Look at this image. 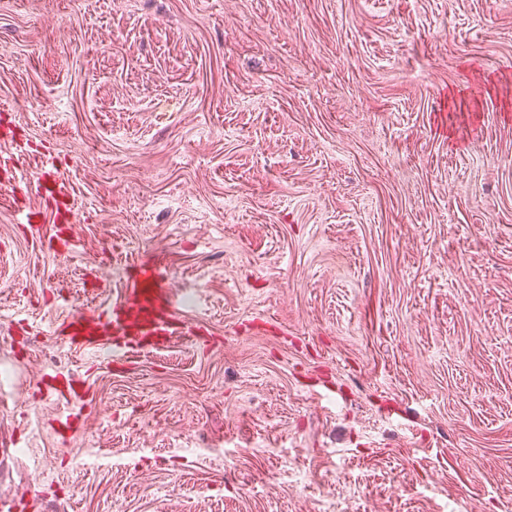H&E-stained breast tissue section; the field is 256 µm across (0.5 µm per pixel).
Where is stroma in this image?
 Listing matches in <instances>:
<instances>
[{"mask_svg": "<svg viewBox=\"0 0 512 512\" xmlns=\"http://www.w3.org/2000/svg\"><path fill=\"white\" fill-rule=\"evenodd\" d=\"M1 118L10 512H512V0H0ZM37 191L41 201L50 206L56 221H69V207L67 203L69 194L63 182L38 177ZM139 273L123 295L104 311L67 316L54 332L70 349L85 351L108 345L112 363H124L146 347L159 348L175 336L193 334L188 320L178 316V301L157 263L141 260Z\"/></svg>", "mask_w": 512, "mask_h": 512, "instance_id": "stroma-1", "label": "stroma"}]
</instances>
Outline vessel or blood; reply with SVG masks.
Wrapping results in <instances>:
<instances>
[{
	"label": "vessel or blood",
	"mask_w": 512,
	"mask_h": 512,
	"mask_svg": "<svg viewBox=\"0 0 512 512\" xmlns=\"http://www.w3.org/2000/svg\"><path fill=\"white\" fill-rule=\"evenodd\" d=\"M37 191L55 220H67L69 194L63 182L38 178ZM176 307L177 301L156 263L143 260L124 294L106 310L67 316L56 334L76 351L110 346L113 362L124 363L144 348H158L174 337L191 334V326L178 316Z\"/></svg>",
	"instance_id": "obj_1"
}]
</instances>
